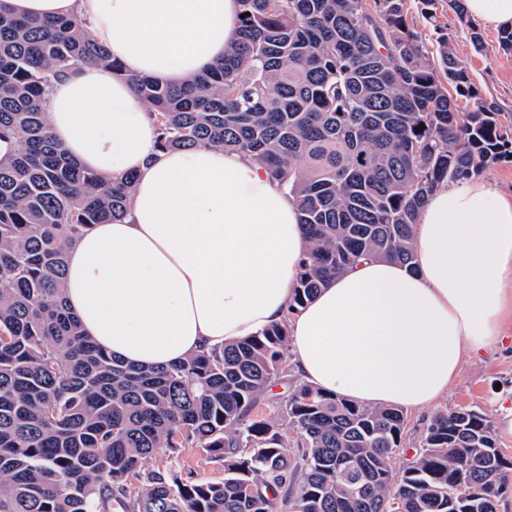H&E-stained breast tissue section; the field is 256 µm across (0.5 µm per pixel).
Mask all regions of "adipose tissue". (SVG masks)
<instances>
[{
	"instance_id": "1",
	"label": "adipose tissue",
	"mask_w": 512,
	"mask_h": 512,
	"mask_svg": "<svg viewBox=\"0 0 512 512\" xmlns=\"http://www.w3.org/2000/svg\"><path fill=\"white\" fill-rule=\"evenodd\" d=\"M237 0H0V14L82 20L128 73L83 64L54 81L52 136L110 180L135 174L125 218L88 226L64 297L117 358L167 365L289 322L301 378L366 406L424 409L512 320V199L475 179L439 187L413 231V266L365 259L289 310L308 243L295 199L218 146L162 151L131 82L178 83L214 66Z\"/></svg>"
}]
</instances>
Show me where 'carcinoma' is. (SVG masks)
<instances>
[{
    "label": "carcinoma",
    "mask_w": 512,
    "mask_h": 512,
    "mask_svg": "<svg viewBox=\"0 0 512 512\" xmlns=\"http://www.w3.org/2000/svg\"><path fill=\"white\" fill-rule=\"evenodd\" d=\"M224 60L180 85L132 77L157 145H218L296 198L309 242L290 309L359 258L411 265L437 188L512 161V115L478 100L448 41L428 50L405 0H239ZM481 34L464 0H448ZM122 65L75 18L0 15V512H498L512 457L472 407L439 412L401 475L402 411L299 383L268 403L288 322L164 367L128 365L84 336L63 300L82 228L121 220L134 177L108 182L49 134L50 82ZM220 453L224 477L146 462Z\"/></svg>",
    "instance_id": "carcinoma-1"
}]
</instances>
